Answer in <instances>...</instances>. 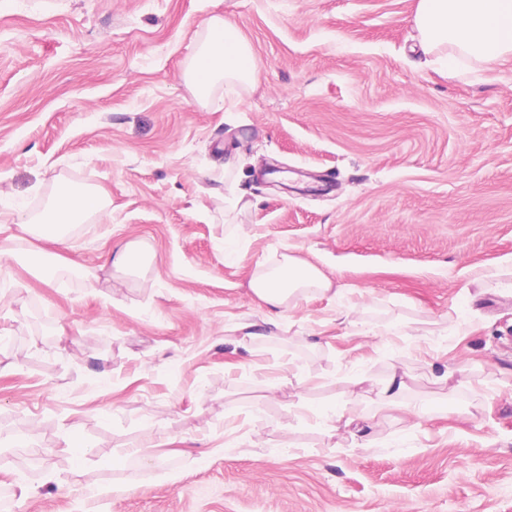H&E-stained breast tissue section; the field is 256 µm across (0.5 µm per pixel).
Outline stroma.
Instances as JSON below:
<instances>
[{
    "label": "stroma",
    "instance_id": "stroma-1",
    "mask_svg": "<svg viewBox=\"0 0 512 512\" xmlns=\"http://www.w3.org/2000/svg\"><path fill=\"white\" fill-rule=\"evenodd\" d=\"M416 5L0 0V491L31 489L16 512H512V56L439 72ZM214 16L260 72L200 102L183 73ZM63 181L109 205L39 248L94 281L11 256L16 214ZM231 182L250 206L228 224ZM130 241L154 255L144 271L102 268ZM284 254L334 290L271 326L249 280ZM245 324L262 334L247 350ZM395 370L403 408L377 413L367 387ZM340 405L355 424L319 419Z\"/></svg>",
    "mask_w": 512,
    "mask_h": 512
}]
</instances>
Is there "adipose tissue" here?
Masks as SVG:
<instances>
[{
  "instance_id": "1",
  "label": "adipose tissue",
  "mask_w": 512,
  "mask_h": 512,
  "mask_svg": "<svg viewBox=\"0 0 512 512\" xmlns=\"http://www.w3.org/2000/svg\"><path fill=\"white\" fill-rule=\"evenodd\" d=\"M414 23L425 51L446 66L459 60L484 65L512 55V0H418ZM258 69L257 58L240 31L216 16L208 21L205 39L190 58L184 79L203 102L221 83L252 86ZM106 207L98 190L62 183L42 212L20 218L19 226L32 238L63 246L73 227L87 223ZM330 287L317 267L287 254L250 280L253 294L273 316L292 301L326 293Z\"/></svg>"
}]
</instances>
